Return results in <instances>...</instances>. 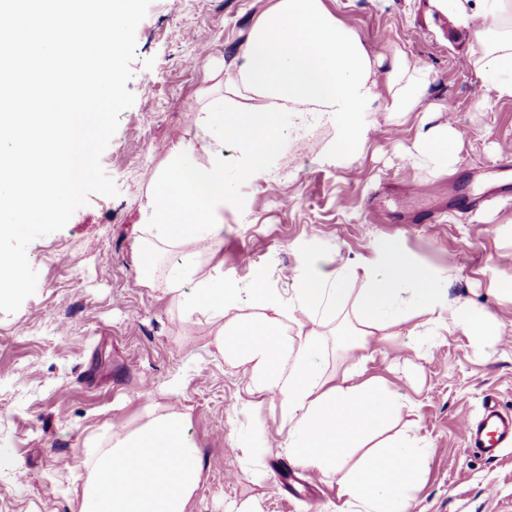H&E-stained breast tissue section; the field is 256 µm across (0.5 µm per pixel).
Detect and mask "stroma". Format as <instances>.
Returning <instances> with one entry per match:
<instances>
[{
	"mask_svg": "<svg viewBox=\"0 0 512 512\" xmlns=\"http://www.w3.org/2000/svg\"><path fill=\"white\" fill-rule=\"evenodd\" d=\"M369 51L400 47L433 82L420 111L366 112L365 151L322 162L336 128L318 115L282 121L265 170L243 180L240 147L224 146V242L212 259L225 284L262 281L288 301L301 257L334 253L354 265L395 242L418 266L451 271V299L503 317L493 350L456 328L399 326L346 355L328 348V373L354 360L402 394L392 425L430 442L425 482L408 512H512V447L489 459L469 448L465 421L486 395L512 413V100L497 99L468 64L474 23L449 0H326ZM267 0H152L136 31L128 84L135 96L101 157L114 196L90 195L60 231L27 248L38 273L19 310L0 313V512H71L85 439L139 421L149 402L188 413L203 476L191 512H336L335 481L292 466L278 401L257 400L240 368L213 345L214 326L187 321L142 285L133 259L147 181L174 135L194 138L197 93L210 62H232ZM464 131L456 163L432 177L410 162L420 125ZM252 261L242 264L241 253Z\"/></svg>",
	"mask_w": 512,
	"mask_h": 512,
	"instance_id": "1",
	"label": "stroma"
}]
</instances>
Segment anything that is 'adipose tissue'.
Wrapping results in <instances>:
<instances>
[{"mask_svg":"<svg viewBox=\"0 0 512 512\" xmlns=\"http://www.w3.org/2000/svg\"><path fill=\"white\" fill-rule=\"evenodd\" d=\"M460 15L481 14L472 30L469 61L498 98L512 99V0H454ZM384 66L385 80L375 69ZM199 96L198 141L178 137L151 175L141 206L133 257L142 283L185 319L216 323L214 345L242 366L252 392L277 397L288 425L284 448L294 462L329 478L340 476L338 512H406L411 492L428 472L430 444L402 436L378 444L355 467L350 449L367 443L404 406L402 396L374 379L325 369L322 337L289 335L280 304L264 283H253L247 306L238 289L209 271L224 226L219 212L232 189L224 181V144L245 155L241 176L265 169L281 144V117L319 113L336 127L323 160L343 164L363 150L362 113L418 111L431 87L429 68L401 48L370 54L355 29L325 0H267L255 14L240 54L207 70ZM460 133L451 125L420 131L417 157L432 175L454 164ZM305 256L294 278L295 309L313 324L343 312L346 352L386 339L388 329L418 316L448 313L450 328L495 336L491 313L451 300L446 272L419 268L398 244L359 263L330 270ZM85 473L76 512H189L202 480L200 445L188 414L147 406L136 426L110 427L86 441L78 457Z\"/></svg>","mask_w":512,"mask_h":512,"instance_id":"adipose-tissue-1","label":"adipose tissue"}]
</instances>
